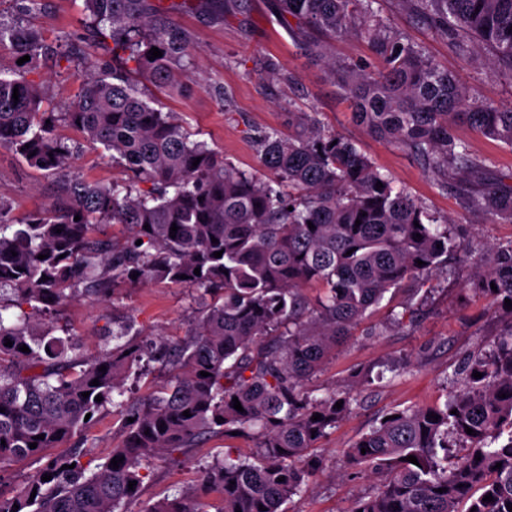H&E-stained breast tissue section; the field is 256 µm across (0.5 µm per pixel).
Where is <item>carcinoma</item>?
<instances>
[{
	"instance_id": "1",
	"label": "carcinoma",
	"mask_w": 512,
	"mask_h": 512,
	"mask_svg": "<svg viewBox=\"0 0 512 512\" xmlns=\"http://www.w3.org/2000/svg\"><path fill=\"white\" fill-rule=\"evenodd\" d=\"M376 2L275 0L274 12L306 54L327 61L358 125L428 168L460 176L454 188L467 212L512 223V186L472 189L468 177L482 173L486 159L457 134L468 126L512 147V106L469 104L460 79L388 23ZM402 2L440 30L454 53H474L512 74V0ZM196 8V0H83L85 48L65 51L39 30L0 25V43L9 41L18 59L30 56L18 77L0 76V148L57 174L72 160L58 133L64 125L112 152L121 173L110 184L70 179L57 204L22 219L0 198V292L11 290L20 310L11 319L0 314V482L16 463H41L28 480L0 487V512H127L154 459L233 431L256 435L250 454L212 457L197 489L141 512H208L201 495L211 493L224 503L218 512H261V505L282 512L321 469L309 452L355 402L334 389L312 398L305 382L390 290L471 263L461 225L430 213L318 113H288L286 135H254L261 176L190 140L173 113L141 98V81L178 90L191 49L176 16ZM323 35L360 38L379 66L336 63ZM153 47L162 56L151 61ZM41 55L90 72L66 112L44 107L42 84L28 78ZM103 223L125 225L127 237L99 238L95 225ZM166 280L211 297L182 342L128 340L88 360L68 329L55 336V326L34 320L82 296L106 297L121 283ZM309 283L321 288L314 300L303 292ZM469 285L496 301L502 328L488 349L468 358L460 389L444 405L389 411L344 450L349 466L370 467L378 481L347 512H509L512 309L505 300H512V242L475 265ZM24 345L29 352L20 351ZM152 362L170 373L166 385L143 399H123L126 380ZM95 379L99 385H90ZM235 397L241 412L233 408ZM109 404L124 433L112 449V458H123L119 467L108 458L90 470L80 442L65 456L48 453ZM316 414L321 419L314 421ZM410 455L418 464L405 460ZM46 474L51 480H42ZM487 494L493 501H483Z\"/></svg>"
}]
</instances>
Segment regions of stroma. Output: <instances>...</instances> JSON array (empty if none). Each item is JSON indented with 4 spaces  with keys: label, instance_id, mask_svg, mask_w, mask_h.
<instances>
[{
    "label": "stroma",
    "instance_id": "1",
    "mask_svg": "<svg viewBox=\"0 0 512 512\" xmlns=\"http://www.w3.org/2000/svg\"><path fill=\"white\" fill-rule=\"evenodd\" d=\"M381 5L384 15L409 40L460 78L471 101L512 104V78L499 67L456 55L447 38L419 23L401 0H382ZM0 19L50 36L75 39L84 31L83 0H39L26 13L18 10L16 0H0ZM177 22L191 42L192 64L183 76L184 92L174 94L149 84L142 91L153 99L155 108L177 113L193 140L206 142L240 169L257 172L261 166L255 133L271 128L287 131L289 113L316 112L337 134L355 141L360 151L422 205L441 218L470 225L469 241L474 249L512 241V223L472 222L458 197L445 187L442 174L351 121L347 104L324 67L305 56L291 33L279 24L272 0H248L246 10H230L221 19L206 8L187 12L178 15ZM34 78L43 83L60 112L71 108L87 81L85 72L49 61L41 62ZM60 133L75 150V162L63 177L35 171L11 151L0 149V196L10 203L15 218L55 203L62 178L108 184L118 176L108 155L80 132L64 127ZM459 134L473 153L491 159L489 169L474 180V187L491 186L512 172L511 149L466 128ZM470 275L466 269L454 280L440 274L425 277L424 287L429 292L425 298L412 287L393 292L391 300L369 312L354 336L307 382L305 389L310 395L323 396L333 387L349 392L358 403L319 442L315 455L322 468L306 494L290 504V512H346L354 500L374 489L376 480L368 467H348L343 449L368 432L383 412L441 403L457 389L455 370L499 329L491 298L469 293ZM406 302L418 304L419 309L406 319L404 327L379 331L391 304ZM195 316L190 290L164 281L128 283L106 299L75 300L59 310L40 313L38 320L67 326L85 357L93 358L112 348L115 326L129 323L141 338L173 343L192 331ZM383 364H401L405 370L396 377L365 382L364 373ZM82 436L98 463L123 440L119 418L108 408ZM254 444V436L248 434H217L177 460H155L142 497L129 504V512H141L145 503L192 488L199 468L217 452L236 448L246 453Z\"/></svg>",
    "mask_w": 512,
    "mask_h": 512
}]
</instances>
